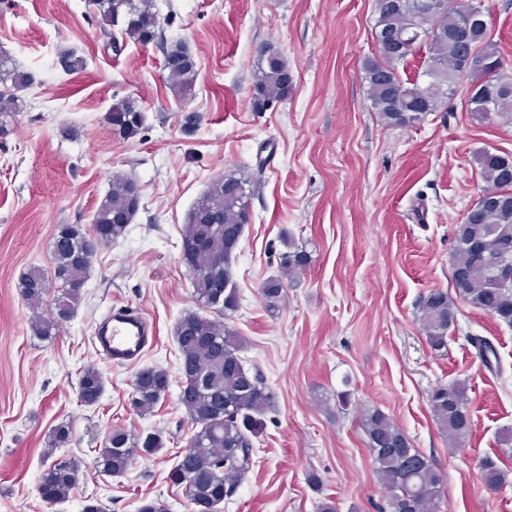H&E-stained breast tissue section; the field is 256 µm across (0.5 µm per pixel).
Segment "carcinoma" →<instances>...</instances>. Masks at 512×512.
Instances as JSON below:
<instances>
[{
	"label": "carcinoma",
	"instance_id": "1",
	"mask_svg": "<svg viewBox=\"0 0 512 512\" xmlns=\"http://www.w3.org/2000/svg\"><path fill=\"white\" fill-rule=\"evenodd\" d=\"M434 14L420 13L416 0H375L373 39L376 54L363 65L368 95L373 108L391 127L420 124L434 112H451L448 93L462 81L464 64L454 34L470 4L451 5L440 0ZM102 18V27L121 26L127 38L156 43L162 50L164 66L170 75V90L182 100L192 95L197 62L187 47L167 44L159 26L155 0H92ZM411 44L405 52L397 44ZM477 53L494 63L493 76L467 98V111L479 123L496 120L512 123V71L505 69L497 43L490 33H475ZM429 57L420 75L403 79L398 65L422 48ZM33 85L30 73L21 70L11 58L0 54V136L9 133V118L20 111L19 93ZM293 72L284 55L271 44L260 48L254 70L251 107L268 110L271 103L288 98ZM498 100L497 112L480 107L483 98ZM114 135L135 137L145 122L138 99L127 96L115 102L105 116ZM202 115L196 111L181 114L183 133H195ZM475 161L486 186L476 201V215H468L454 229L451 269L468 272L463 281L452 280L456 296L512 327V282L500 278L497 268L512 264V155L489 149L480 150ZM255 183L237 170L216 178L188 213L183 227V261L192 280L197 300L224 315V320L207 319L189 311L181 316L174 336L186 364L180 370L179 399L198 430L187 446L177 452L169 473L170 480L184 487L192 512H220V504L233 496L254 463L255 439L262 433L263 416L273 407L276 394L260 370L243 367L241 352L245 340L229 323L239 307L236 287V250L243 236ZM141 206V195L132 177L115 175L109 191L101 199L92 227L61 224L52 242L53 271L46 276L32 268L19 280L22 296L32 305L43 301L48 281L60 284L61 293L49 316L33 325V334L42 341L57 336L82 300L96 250L92 240L102 236L114 241L122 236ZM279 274L269 277L262 296L266 306L279 308L286 283L296 279L311 263L310 253L285 234ZM420 323L427 342L435 351L448 346V330L455 322V301L442 290H432L419 301ZM482 362L489 368L497 359L491 341L471 338ZM170 376L161 367L140 369L133 381L131 406L147 413L166 395ZM104 391L102 373L93 365L83 368L77 382L78 401L96 405ZM428 403L443 434L460 446L468 436L472 421L466 388L461 383L436 386ZM361 424L369 448L375 456L377 472L388 495L379 512H438L442 477L404 432L381 410L363 413ZM71 440V427L60 423L50 433L49 447L62 448ZM163 448L158 433L133 435L122 427L112 428L102 441L97 464L100 473L123 476L136 456H152ZM483 483L497 489L505 473L498 460L487 456L479 464ZM79 466L73 461L49 465L40 481L55 503L65 500L76 484Z\"/></svg>",
	"mask_w": 512,
	"mask_h": 512
}]
</instances>
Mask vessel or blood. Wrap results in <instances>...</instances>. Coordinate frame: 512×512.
Segmentation results:
<instances>
[{"instance_id": "1", "label": "vessel or blood", "mask_w": 512, "mask_h": 512, "mask_svg": "<svg viewBox=\"0 0 512 512\" xmlns=\"http://www.w3.org/2000/svg\"><path fill=\"white\" fill-rule=\"evenodd\" d=\"M153 338L154 331L144 315L127 306L113 308L93 332L96 348L117 365L136 364Z\"/></svg>"}]
</instances>
